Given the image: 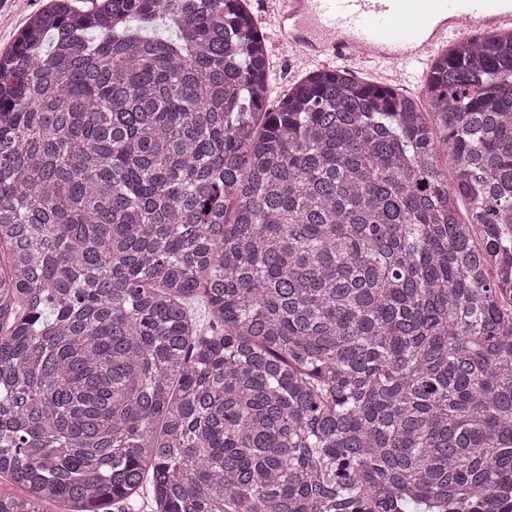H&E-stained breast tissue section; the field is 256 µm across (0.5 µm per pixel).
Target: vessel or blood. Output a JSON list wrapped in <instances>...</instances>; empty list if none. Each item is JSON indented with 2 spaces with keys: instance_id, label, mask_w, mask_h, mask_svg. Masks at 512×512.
I'll use <instances>...</instances> for the list:
<instances>
[{
  "instance_id": "1",
  "label": "vessel or blood",
  "mask_w": 512,
  "mask_h": 512,
  "mask_svg": "<svg viewBox=\"0 0 512 512\" xmlns=\"http://www.w3.org/2000/svg\"><path fill=\"white\" fill-rule=\"evenodd\" d=\"M275 45L329 68L387 66L405 79L462 26L512 24V0H262Z\"/></svg>"
}]
</instances>
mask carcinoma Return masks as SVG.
<instances>
[{
    "mask_svg": "<svg viewBox=\"0 0 512 512\" xmlns=\"http://www.w3.org/2000/svg\"><path fill=\"white\" fill-rule=\"evenodd\" d=\"M74 2L0 55V512H496L512 28L271 106L248 0Z\"/></svg>",
    "mask_w": 512,
    "mask_h": 512,
    "instance_id": "obj_1",
    "label": "carcinoma"
}]
</instances>
